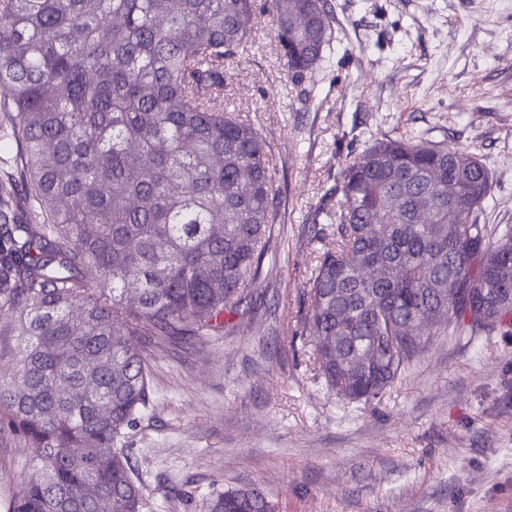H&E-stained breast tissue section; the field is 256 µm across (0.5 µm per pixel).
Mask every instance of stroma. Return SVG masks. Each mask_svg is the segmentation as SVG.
Listing matches in <instances>:
<instances>
[{
    "label": "stroma",
    "instance_id": "35a3bbf8",
    "mask_svg": "<svg viewBox=\"0 0 512 512\" xmlns=\"http://www.w3.org/2000/svg\"><path fill=\"white\" fill-rule=\"evenodd\" d=\"M336 38L302 106L261 23L224 73V107L268 139L278 197L249 321L151 346L150 408L127 446L143 512H207L254 486L276 512H512V334L432 329L383 396L330 391L304 291L336 236L346 160L382 133L482 155L490 225L512 224V0H333ZM26 455L0 435V512Z\"/></svg>",
    "mask_w": 512,
    "mask_h": 512
}]
</instances>
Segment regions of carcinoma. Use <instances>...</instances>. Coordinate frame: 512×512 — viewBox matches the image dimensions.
<instances>
[{"label":"carcinoma","instance_id":"1","mask_svg":"<svg viewBox=\"0 0 512 512\" xmlns=\"http://www.w3.org/2000/svg\"><path fill=\"white\" fill-rule=\"evenodd\" d=\"M265 15L305 104L332 0H0V312L21 341L0 433L29 453L10 512H94L93 495L142 512L125 438L149 404L144 349L244 315L276 192L266 138L224 111V64ZM338 191L308 290L331 389L382 395L422 346L414 321L512 332V226L482 222V155L383 134ZM209 508L274 512L254 488Z\"/></svg>","mask_w":512,"mask_h":512}]
</instances>
